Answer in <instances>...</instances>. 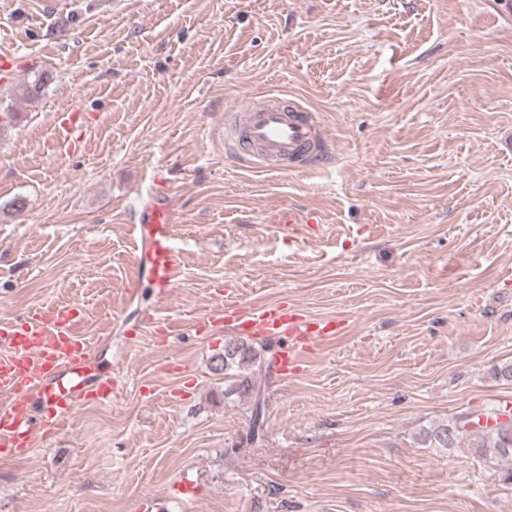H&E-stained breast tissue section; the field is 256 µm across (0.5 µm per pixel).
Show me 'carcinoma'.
I'll return each mask as SVG.
<instances>
[{
	"label": "carcinoma",
	"instance_id": "obj_1",
	"mask_svg": "<svg viewBox=\"0 0 512 512\" xmlns=\"http://www.w3.org/2000/svg\"><path fill=\"white\" fill-rule=\"evenodd\" d=\"M52 73L32 72L31 80L20 89V95L33 99L51 82ZM275 367L272 347L266 343L253 344L244 339H230L224 342V351L216 356L214 370L224 373V398H243L253 401L251 410L250 437L262 438L265 423V398L253 379L255 373L270 379ZM463 418L452 422L433 424L420 433V441L429 448L448 450L462 448L476 453L492 449L501 457L512 458V421L481 433V444L474 446L469 438L477 434L474 428H461Z\"/></svg>",
	"mask_w": 512,
	"mask_h": 512
}]
</instances>
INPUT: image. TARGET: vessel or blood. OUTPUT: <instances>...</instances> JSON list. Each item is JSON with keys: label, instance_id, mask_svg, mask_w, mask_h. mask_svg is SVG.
<instances>
[{"label": "vessel or blood", "instance_id": "b4317fda", "mask_svg": "<svg viewBox=\"0 0 512 512\" xmlns=\"http://www.w3.org/2000/svg\"><path fill=\"white\" fill-rule=\"evenodd\" d=\"M78 115L54 113L52 131L62 149H70ZM224 135L231 138V153L242 165L256 167L273 160L292 169L317 164L324 153V139L315 115L286 100L252 101L247 111L227 114ZM175 211L165 197L135 214L132 233L137 260L131 285L148 281L169 293L183 274L179 250L173 244ZM82 310L76 306L34 311L0 323V343L9 354L0 356V454L32 447L39 433L59 432L81 407L112 400L115 378L96 376L89 338L76 335ZM210 324L229 323L245 336L286 339L276 365L281 375L295 372L314 345L342 334L343 321L324 320L300 313L277 302L236 309L234 303L211 310Z\"/></svg>", "mask_w": 512, "mask_h": 512}]
</instances>
